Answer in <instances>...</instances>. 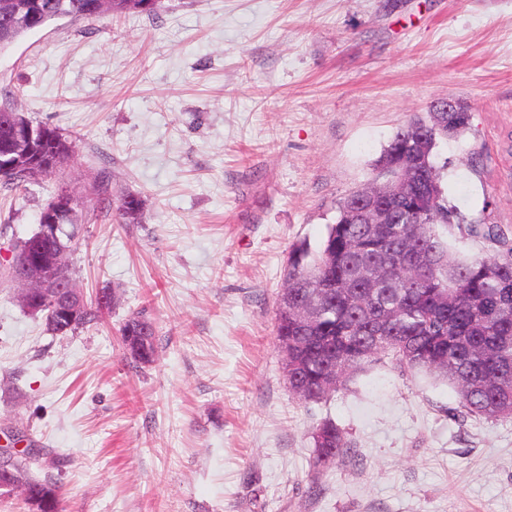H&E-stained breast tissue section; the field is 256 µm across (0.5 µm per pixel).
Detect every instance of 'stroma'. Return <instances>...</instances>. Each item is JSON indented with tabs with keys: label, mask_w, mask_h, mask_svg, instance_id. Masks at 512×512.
I'll list each match as a JSON object with an SVG mask.
<instances>
[{
	"label": "stroma",
	"mask_w": 512,
	"mask_h": 512,
	"mask_svg": "<svg viewBox=\"0 0 512 512\" xmlns=\"http://www.w3.org/2000/svg\"><path fill=\"white\" fill-rule=\"evenodd\" d=\"M471 112L441 145L448 198L512 241V0H161L54 21L0 50V107L60 128V171L0 192V449L43 448L59 512H512V420H452L447 382L382 359L299 400L274 334L294 244L415 113ZM136 194L141 223L81 210L70 274L97 323L46 331L12 251L59 184ZM156 330L132 365L120 329ZM351 450L310 466L325 420Z\"/></svg>",
	"instance_id": "1"
}]
</instances>
